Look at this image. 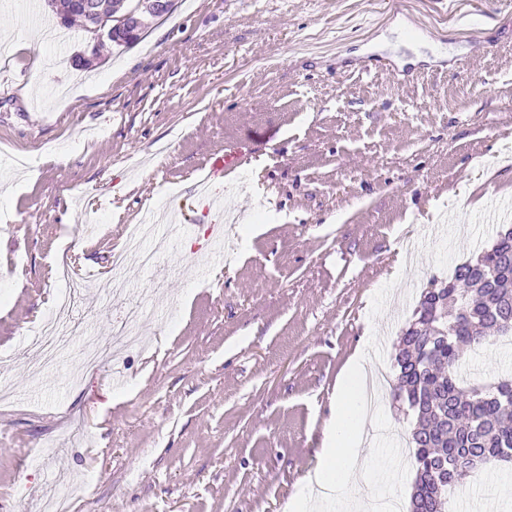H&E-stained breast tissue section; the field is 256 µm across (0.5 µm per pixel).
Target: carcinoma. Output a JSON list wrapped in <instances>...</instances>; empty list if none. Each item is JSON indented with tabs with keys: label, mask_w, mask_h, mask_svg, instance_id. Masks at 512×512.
Instances as JSON below:
<instances>
[{
	"label": "carcinoma",
	"mask_w": 512,
	"mask_h": 512,
	"mask_svg": "<svg viewBox=\"0 0 512 512\" xmlns=\"http://www.w3.org/2000/svg\"><path fill=\"white\" fill-rule=\"evenodd\" d=\"M70 0H43L70 30L81 17ZM493 331L512 336V234L458 265L448 283L422 293L395 347L399 395L416 424L410 444L415 481L409 512H448V491L475 470L512 460V379L465 385L460 359Z\"/></svg>",
	"instance_id": "carcinoma-1"
}]
</instances>
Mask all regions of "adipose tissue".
<instances>
[{
  "label": "adipose tissue",
  "mask_w": 512,
  "mask_h": 512,
  "mask_svg": "<svg viewBox=\"0 0 512 512\" xmlns=\"http://www.w3.org/2000/svg\"><path fill=\"white\" fill-rule=\"evenodd\" d=\"M366 370L364 357H355L341 379L339 405L327 428L321 463L305 479L307 485L320 489V496L293 498L287 505L289 512H328L333 504L344 512H358V501L345 495L355 473L395 467L394 459L364 446L367 428L374 423L365 395Z\"/></svg>",
  "instance_id": "adipose-tissue-1"
}]
</instances>
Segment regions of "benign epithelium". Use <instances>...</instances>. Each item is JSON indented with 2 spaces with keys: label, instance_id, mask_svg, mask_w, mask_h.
Here are the masks:
<instances>
[{
  "label": "benign epithelium",
  "instance_id": "obj_1",
  "mask_svg": "<svg viewBox=\"0 0 512 512\" xmlns=\"http://www.w3.org/2000/svg\"><path fill=\"white\" fill-rule=\"evenodd\" d=\"M85 30L90 35L89 45L81 56V62L90 63L97 58L100 44L122 33H133L143 27L148 15L169 8L168 0H144L138 10H127L124 3L112 8L99 0H76Z\"/></svg>",
  "mask_w": 512,
  "mask_h": 512
}]
</instances>
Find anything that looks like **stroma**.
I'll list each match as a JSON object with an SVG mask.
<instances>
[{
	"instance_id": "stroma-1",
	"label": "stroma",
	"mask_w": 512,
	"mask_h": 512,
	"mask_svg": "<svg viewBox=\"0 0 512 512\" xmlns=\"http://www.w3.org/2000/svg\"><path fill=\"white\" fill-rule=\"evenodd\" d=\"M49 16L0 0V512H284L320 462L349 360L394 374L424 290L491 245L512 200V0H175L139 43L34 41ZM413 65L416 81L402 68ZM244 164L211 187L241 232L216 264L195 185L225 146ZM168 211L163 281L115 227ZM71 250L95 270L77 331L40 372L33 329ZM143 346L87 368L126 301ZM465 381L512 376V342L462 358ZM374 449L407 472L369 476L406 498L411 414L378 401ZM494 486L512 512V462L472 474L449 512Z\"/></svg>"
}]
</instances>
